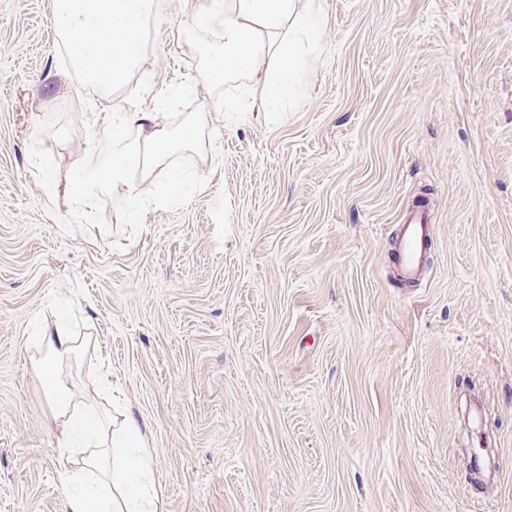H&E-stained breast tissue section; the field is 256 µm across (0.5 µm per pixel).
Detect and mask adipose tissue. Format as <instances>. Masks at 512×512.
<instances>
[{
	"mask_svg": "<svg viewBox=\"0 0 512 512\" xmlns=\"http://www.w3.org/2000/svg\"><path fill=\"white\" fill-rule=\"evenodd\" d=\"M162 0H54L53 24L69 61V73L94 90L114 91L137 70L146 28ZM218 45L207 54L197 82L208 90L228 82L261 84L270 111L293 95L296 75L322 30L319 0H210L192 16ZM200 126L179 129L158 113L115 106L112 138L79 165L64 194L79 213L107 195L144 204L172 200L178 188L158 180L157 168L174 152L196 144ZM42 355L33 366L44 382L59 448L79 449L78 472L65 477L63 512H162V493L151 473L147 428L131 410L95 414L75 400L73 386L57 370L88 345L60 325L42 328Z\"/></svg>",
	"mask_w": 512,
	"mask_h": 512,
	"instance_id": "obj_1",
	"label": "adipose tissue"
}]
</instances>
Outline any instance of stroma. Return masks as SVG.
I'll return each instance as SVG.
<instances>
[{
    "label": "stroma",
    "mask_w": 512,
    "mask_h": 512,
    "mask_svg": "<svg viewBox=\"0 0 512 512\" xmlns=\"http://www.w3.org/2000/svg\"><path fill=\"white\" fill-rule=\"evenodd\" d=\"M53 8L0 0V512H62L31 357L66 314L92 341L66 374L144 421L164 512H512V0H321L274 115L196 87L186 0L111 94L64 76ZM119 102L206 113L169 161L197 189L133 223L104 198L90 228L54 191ZM432 231L428 213L423 208L411 211L401 224L396 252L398 272L403 280L417 282L423 270V247Z\"/></svg>",
    "instance_id": "obj_1"
}]
</instances>
